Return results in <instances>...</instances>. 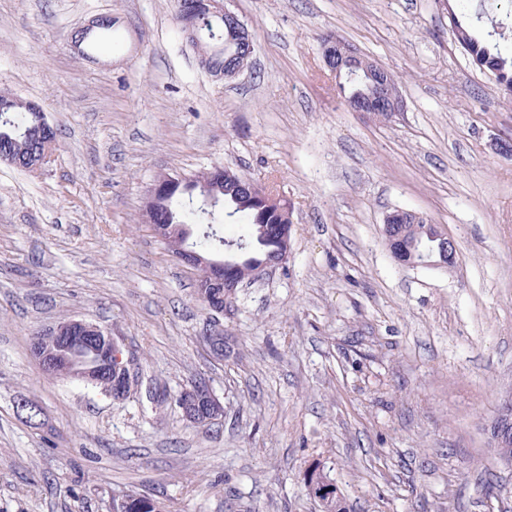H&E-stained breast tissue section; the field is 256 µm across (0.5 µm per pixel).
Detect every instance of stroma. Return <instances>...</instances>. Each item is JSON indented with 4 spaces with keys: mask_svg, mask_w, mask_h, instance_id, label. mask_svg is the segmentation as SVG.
Returning a JSON list of instances; mask_svg holds the SVG:
<instances>
[{
    "mask_svg": "<svg viewBox=\"0 0 512 512\" xmlns=\"http://www.w3.org/2000/svg\"><path fill=\"white\" fill-rule=\"evenodd\" d=\"M229 7L255 52L218 80L175 0H0V89L57 130L41 172L0 162V512H109L141 489L170 512H316L317 464L349 512H512L488 432L512 394V158L492 147L512 138V103L440 0ZM102 16L115 46L81 56L74 31ZM329 33L392 73L401 115L345 106ZM214 166L276 187L293 221L286 263L225 312L220 361L196 271L141 219L156 174ZM396 209L455 241L454 268L394 259ZM66 317L138 356L137 399L46 378L31 336ZM197 375L224 405L216 424L155 413L150 392Z\"/></svg>",
    "mask_w": 512,
    "mask_h": 512,
    "instance_id": "1",
    "label": "stroma"
}]
</instances>
